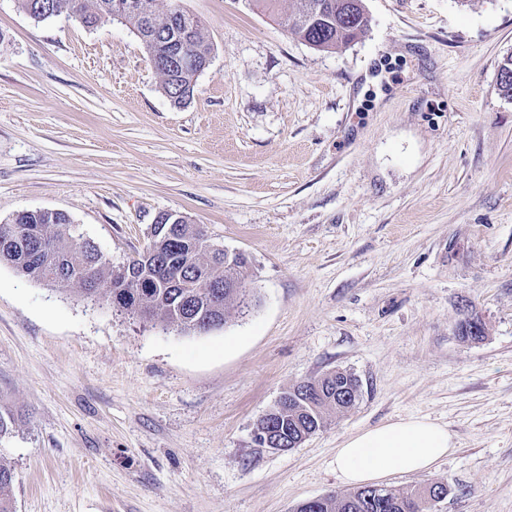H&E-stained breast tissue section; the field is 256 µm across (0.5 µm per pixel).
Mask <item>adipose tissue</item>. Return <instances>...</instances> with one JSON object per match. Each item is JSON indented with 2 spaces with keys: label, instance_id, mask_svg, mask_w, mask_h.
I'll return each mask as SVG.
<instances>
[{
  "label": "adipose tissue",
  "instance_id": "obj_1",
  "mask_svg": "<svg viewBox=\"0 0 512 512\" xmlns=\"http://www.w3.org/2000/svg\"><path fill=\"white\" fill-rule=\"evenodd\" d=\"M454 449L447 427L425 417H408L349 436L337 448L333 464L345 484L362 486L394 473L430 470Z\"/></svg>",
  "mask_w": 512,
  "mask_h": 512
}]
</instances>
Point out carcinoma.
Instances as JSON below:
<instances>
[{
  "instance_id": "obj_1",
  "label": "carcinoma",
  "mask_w": 512,
  "mask_h": 512,
  "mask_svg": "<svg viewBox=\"0 0 512 512\" xmlns=\"http://www.w3.org/2000/svg\"><path fill=\"white\" fill-rule=\"evenodd\" d=\"M127 1L133 8L125 13L122 24L141 40L161 76L166 96L175 104L186 103L193 96L202 65L211 64L212 48L200 19L182 10L178 0H169L164 10L159 8V0H18L20 8L35 20L65 12L86 28L112 19L117 3ZM299 4L298 11L282 18L281 24L318 50L347 46L369 24L362 0H299ZM498 88L512 99V55L499 66ZM69 224L64 212H31L19 224H0V261L50 286L77 285L86 300L105 299L122 314L184 333L218 328L224 325L230 308L247 309L255 301L253 289L246 287L247 259L227 267L224 252L202 244L186 257L188 242L198 232L196 224L186 221L178 232L167 236L151 228L150 257L116 269L103 259L92 240H74ZM228 279L238 281L240 287L224 288L222 296H217L212 284ZM284 395V401L270 413L276 435L293 448L301 436L309 437L324 428L331 412L353 406L359 384L350 372L336 369L296 384ZM13 481L11 469L0 465V512H14ZM436 490L444 491L446 486L433 483L410 492L393 488L377 495L367 485L304 501L295 512H404L402 505L412 499L420 502V512H432Z\"/></svg>"
}]
</instances>
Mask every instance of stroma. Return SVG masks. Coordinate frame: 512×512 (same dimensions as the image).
I'll use <instances>...</instances> for the list:
<instances>
[{
	"label": "stroma",
	"instance_id": "1",
	"mask_svg": "<svg viewBox=\"0 0 512 512\" xmlns=\"http://www.w3.org/2000/svg\"><path fill=\"white\" fill-rule=\"evenodd\" d=\"M363 4L366 32L326 52L248 0H181L213 59L177 106L127 26L0 0V224L65 212L117 267L173 212L248 253L257 295L181 334L0 263L14 512H294L347 492L345 438L410 416L456 450L386 485L512 512V0ZM336 369L351 408L294 448L254 441Z\"/></svg>",
	"mask_w": 512,
	"mask_h": 512
}]
</instances>
